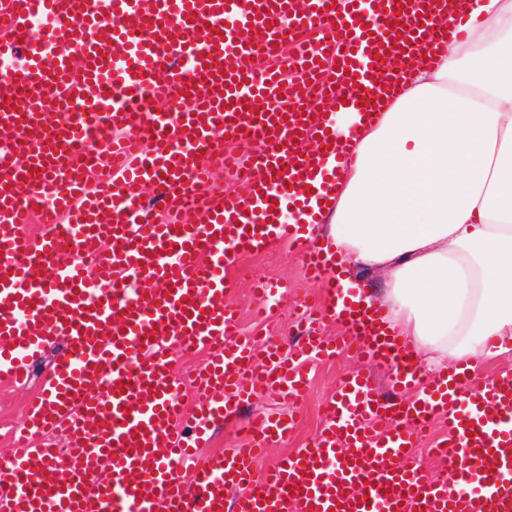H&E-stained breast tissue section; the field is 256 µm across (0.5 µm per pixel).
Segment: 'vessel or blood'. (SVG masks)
Wrapping results in <instances>:
<instances>
[{"label":"vessel or blood","instance_id":"1","mask_svg":"<svg viewBox=\"0 0 512 512\" xmlns=\"http://www.w3.org/2000/svg\"><path fill=\"white\" fill-rule=\"evenodd\" d=\"M468 7L0 0V128L18 134L0 154V382L27 385L58 350L0 464V512H512V372L475 390L466 367L422 379L386 308L363 306L315 234L347 155L333 113L368 115L398 79L387 51L430 54ZM219 159L243 192H211ZM147 186L161 217L142 209ZM275 242L326 291L303 302L313 330L288 355L241 334L226 300L238 261ZM252 292L271 315L289 288ZM336 322L344 335L319 333ZM172 348L206 356L189 407ZM345 350L389 369L401 401L351 372L314 439L263 475L255 462L292 435L293 411L256 415L248 444L209 452L243 404L269 392L293 407L311 360ZM438 419L430 476L413 450Z\"/></svg>","mask_w":512,"mask_h":512}]
</instances>
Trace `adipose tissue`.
<instances>
[{
  "label": "adipose tissue",
  "instance_id": "ef3b65f1",
  "mask_svg": "<svg viewBox=\"0 0 512 512\" xmlns=\"http://www.w3.org/2000/svg\"><path fill=\"white\" fill-rule=\"evenodd\" d=\"M336 129L349 156L320 238L421 375L512 350V0H472L433 65Z\"/></svg>",
  "mask_w": 512,
  "mask_h": 512
}]
</instances>
